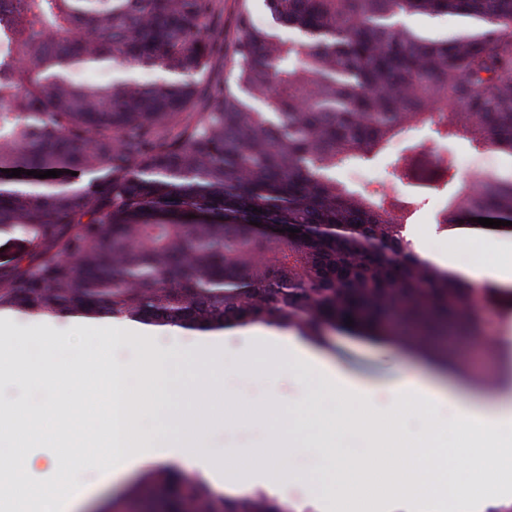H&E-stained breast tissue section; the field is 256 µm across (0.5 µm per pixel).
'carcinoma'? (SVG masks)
<instances>
[{"label":"carcinoma","mask_w":512,"mask_h":512,"mask_svg":"<svg viewBox=\"0 0 512 512\" xmlns=\"http://www.w3.org/2000/svg\"><path fill=\"white\" fill-rule=\"evenodd\" d=\"M263 2L269 26L242 7L228 74L204 85L217 0H0L15 25V60L0 66V230L22 236L0 261V311L188 333L266 325L316 343L340 332L463 371L443 331L463 318L480 336L497 290L423 257L407 226L433 185L448 190L441 229L512 221V176L468 183L453 151L433 159L418 143L393 164L408 194L336 173L424 128L512 158V0ZM448 16L444 36L407 23ZM93 65L168 78L70 79ZM14 168L62 175L2 173ZM254 221L299 233L260 236ZM151 486L166 491L160 512H296L261 492L230 500L173 466L130 494Z\"/></svg>","instance_id":"cac0c4a2"}]
</instances>
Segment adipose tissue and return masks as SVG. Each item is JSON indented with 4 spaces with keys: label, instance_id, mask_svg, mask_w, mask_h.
<instances>
[{
    "label": "adipose tissue",
    "instance_id": "adipose-tissue-1",
    "mask_svg": "<svg viewBox=\"0 0 512 512\" xmlns=\"http://www.w3.org/2000/svg\"><path fill=\"white\" fill-rule=\"evenodd\" d=\"M486 242L505 257V265L489 270L461 265L457 274L473 282L489 276L500 287L512 286V231L488 235ZM246 332V339L239 343L228 332L196 335L193 380L180 388L176 403L171 402L166 386L159 384L157 367H150L147 373L155 382L153 390L133 395L125 390L132 365L109 363L104 382L112 396V427L107 440L112 461L103 466V474L120 466L132 469L146 461L164 465L187 460L201 475L211 477L214 463L195 446L188 423L197 404L221 423H237L247 416L248 405L225 396L216 377L225 346L234 344L246 367L258 376L271 373L278 361L302 362L319 374L316 396L359 404L358 413L338 417L325 435L335 475L329 483L308 480L307 497L315 512H443V499L450 494L470 512L475 504L489 500L488 495L479 493V486H495L500 496L512 494V480L498 467L500 458L512 452V397L490 391L465 400L432 378L388 381L363 377L333 364L298 337L287 338L273 329L252 326ZM159 404L169 407L170 436L162 448L134 427L143 413ZM408 416L431 422L430 445L414 447L404 441L398 422ZM321 425L320 410L311 404L289 415L282 438L256 451L248 467H241L236 452H226L225 496L242 497L260 490L273 499L287 498L293 476L289 464L293 438ZM340 430L363 433L375 453H385L386 463L343 454L336 445ZM80 468L81 458L75 452L18 456L12 466L0 467V502L14 504V512H73L78 497L89 495L91 486H82L78 496L63 499L51 496L49 489L72 485Z\"/></svg>",
    "mask_w": 512,
    "mask_h": 512
}]
</instances>
